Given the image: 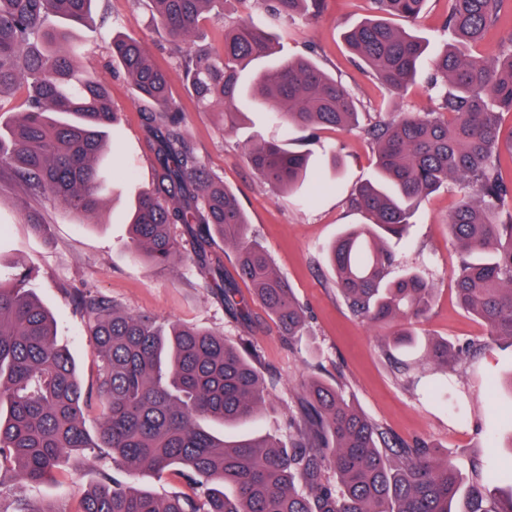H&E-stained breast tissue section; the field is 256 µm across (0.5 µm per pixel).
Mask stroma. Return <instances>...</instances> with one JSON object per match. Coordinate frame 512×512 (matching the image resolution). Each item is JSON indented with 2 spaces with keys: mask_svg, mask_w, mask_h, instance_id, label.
Returning <instances> with one entry per match:
<instances>
[{
  "mask_svg": "<svg viewBox=\"0 0 512 512\" xmlns=\"http://www.w3.org/2000/svg\"><path fill=\"white\" fill-rule=\"evenodd\" d=\"M450 6V0H427L411 24L429 40L431 52H439L447 41L444 23ZM371 14V0H326L319 20L275 21L261 10L245 9L239 0H226L223 18L200 22V39L222 48L225 23L241 19L267 28L275 38L270 62L313 55L355 93L362 121L361 128L352 131L321 129L311 135L283 126L267 109L246 100L239 106L237 127L229 132L218 110L201 109L184 89L174 70L171 45L145 0H97L96 26L74 28L73 43L82 50L80 66L105 78L112 104L121 114L108 161L126 176L109 185L104 205L91 222L58 203H33L47 226L41 237L31 232L22 215L21 188L0 181V267L33 268L30 286L54 311L57 342L74 357L86 389H96L98 367L87 318L71 297L77 288L104 296L133 314L195 325L255 346L262 370L277 376L279 384L258 419L242 424V431L287 439L288 409L300 396L302 382L317 377L339 386L390 437L409 445L432 444L441 458L466 473L512 467V430L502 422L503 412L512 407V385L507 382L512 376V344L491 343L487 327L457 304L452 272L460 249L447 227L458 202L454 190L445 188L423 199L408 234L388 239L387 245L401 265L419 268L436 286L428 318L411 323V331L423 340L440 337L456 345L486 342L489 350L449 371L424 364L422 348L396 351V358L418 364L419 383H407L385 355L390 328L354 318L336 294L326 249L347 225L363 223V216L348 208L347 198L357 183L375 171V148L363 125L383 113L426 112L437 105L428 85V66H421L415 85L401 101L352 61L341 33ZM118 32L141 38L156 66L170 72L172 94L192 145L211 174L236 193L249 215L252 236L268 251L304 306L308 317L304 335L284 339L267 318L256 328L246 329L225 313L220 299L203 288L192 263L179 261L156 268L128 250L130 203L150 185L152 168L143 149L134 89L109 52ZM254 139L314 154L328 144L338 162H319L318 179L299 193L280 192L263 183L243 159L245 145ZM108 470L121 483L137 484L159 497L184 488L175 473L159 476L143 470L131 475L113 469L105 451L81 450L68 455L61 472L44 483L27 486L11 477L0 479V512H9L20 496L76 512L84 493Z\"/></svg>",
  "mask_w": 512,
  "mask_h": 512,
  "instance_id": "obj_1",
  "label": "stroma"
}]
</instances>
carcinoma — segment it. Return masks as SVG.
<instances>
[{
    "label": "carcinoma",
    "instance_id": "cac0c4a2",
    "mask_svg": "<svg viewBox=\"0 0 512 512\" xmlns=\"http://www.w3.org/2000/svg\"><path fill=\"white\" fill-rule=\"evenodd\" d=\"M95 0H0V95L23 83L26 109L0 127V162L29 197L52 198L94 218L105 199L98 161L118 112L108 85L79 69L70 28L93 22ZM275 19L316 18L325 0H239ZM426 0H373L377 15L344 33L353 59L403 100L427 50L413 31L385 16L416 20ZM503 0H451L448 44L431 59L429 83L440 111L388 116L366 129L375 144L376 174L357 185L349 206L367 218L352 224L328 249L336 290L350 314L374 326L421 320L436 295L414 268L393 274L386 237L402 236L422 198L454 186L460 200L448 235L461 248L454 271L460 306L496 340L512 342V182L498 158L504 113L512 112V38L494 55L469 52L502 20ZM172 47L185 89L204 109L216 108L233 130L238 103L271 108L282 124L313 132L359 125L354 94L316 62L288 57L249 84L240 72L270 55V36L245 20L224 25V49L196 39L204 15L224 0H148ZM61 18L70 27L54 26ZM112 59L130 79L143 112L153 186L132 207L128 248L153 267L182 257L204 286L220 294L224 311L250 323L260 305L288 339L304 335L306 314L264 248L251 239L249 219L234 192L215 179L191 146L172 97L171 78L156 69L132 34L112 37ZM247 163L269 187L296 193L316 173L310 153L256 140ZM179 226L183 238L171 233ZM233 250L241 293L212 257L214 237ZM31 271H0V478L38 484L67 454L106 448L116 469H178L188 491L159 498L104 477L76 512H512V468L495 482L498 496L471 482L430 446L390 439L342 390L319 378L304 383L288 412L289 443L268 436L230 439L207 423L255 418L275 380L259 367L257 349L214 331L168 328L147 315L120 311L91 292L75 295L88 315L97 358L96 434L86 428L92 406L67 349L56 341L53 314L25 283ZM389 343L410 348L404 327ZM477 349L429 340L424 359L444 369Z\"/></svg>",
    "mask_w": 512,
    "mask_h": 512
}]
</instances>
